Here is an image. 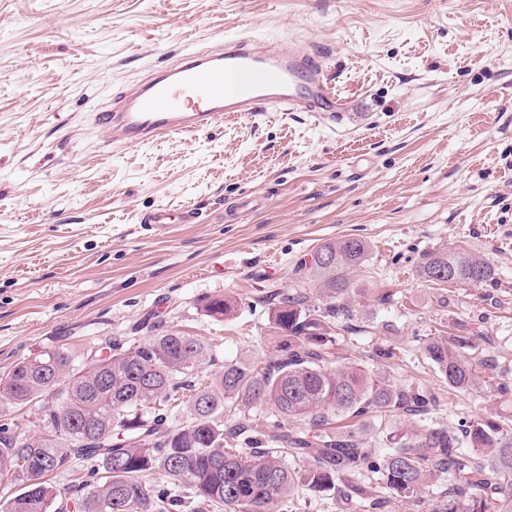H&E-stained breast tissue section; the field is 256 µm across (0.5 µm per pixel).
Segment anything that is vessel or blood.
Wrapping results in <instances>:
<instances>
[{
	"label": "vessel or blood",
	"instance_id": "vessel-or-blood-1",
	"mask_svg": "<svg viewBox=\"0 0 512 512\" xmlns=\"http://www.w3.org/2000/svg\"><path fill=\"white\" fill-rule=\"evenodd\" d=\"M347 107L329 86L321 56L305 44H259L238 37L157 68L87 119L101 130L118 132L125 144L140 146L172 134L211 130L228 113L255 120L269 112H304L323 122L335 120ZM195 221L189 206L176 212L160 206L141 219L156 235L172 224Z\"/></svg>",
	"mask_w": 512,
	"mask_h": 512
}]
</instances>
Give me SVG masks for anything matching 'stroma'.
I'll return each mask as SVG.
<instances>
[{"instance_id": "1", "label": "stroma", "mask_w": 512, "mask_h": 512, "mask_svg": "<svg viewBox=\"0 0 512 512\" xmlns=\"http://www.w3.org/2000/svg\"><path fill=\"white\" fill-rule=\"evenodd\" d=\"M239 36L309 42L348 112L230 114L146 146L109 145L86 120L183 48ZM184 204L202 223L157 237L139 222ZM348 235L371 252L354 276L360 330L337 352L434 393L425 425L512 419L497 391L512 385V0H0V376L61 342L166 329L263 357L276 333L261 298ZM457 246L496 281L418 276L423 254ZM204 295L235 308L213 321ZM450 334L476 339L466 394L418 348ZM391 344L404 360L376 358Z\"/></svg>"}]
</instances>
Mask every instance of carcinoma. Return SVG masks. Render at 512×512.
Listing matches in <instances>:
<instances>
[{"instance_id":"cac0c4a2","label":"carcinoma","mask_w":512,"mask_h":512,"mask_svg":"<svg viewBox=\"0 0 512 512\" xmlns=\"http://www.w3.org/2000/svg\"><path fill=\"white\" fill-rule=\"evenodd\" d=\"M370 249L356 236L325 241L294 285L263 297L280 336L264 359L219 363L202 337L164 330L127 347L110 337L84 351L59 344L15 363L0 393L16 407L34 405L36 420L28 432L0 423V481L15 488L0 512H66L50 475L68 472L80 474L79 512H176V482L224 512H280L299 464L310 490L341 489L352 512H383L393 499L421 507L438 484L446 488L431 512H512V431L504 424L472 418L456 430L412 427L383 439L361 429L375 415L423 416L437 402L334 352L337 324L355 317L351 272L364 268ZM418 272L471 288L496 277L487 260L448 247L427 253ZM232 307L222 296L201 301L217 321ZM473 348L472 336L420 343L458 392L473 387ZM212 366L210 382H196ZM262 406L277 418L263 433L252 423ZM339 419L356 424L331 429ZM152 474L159 478L145 480Z\"/></svg>"}]
</instances>
